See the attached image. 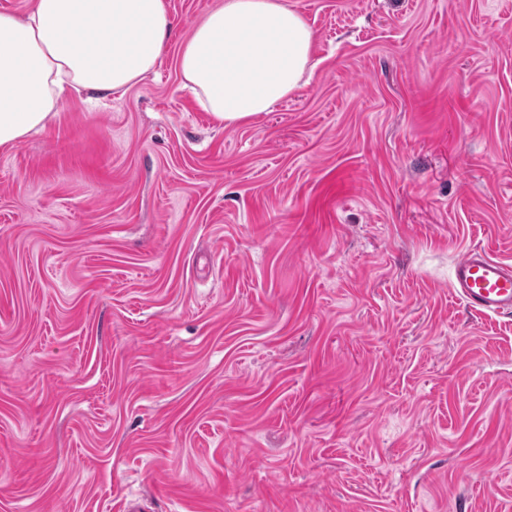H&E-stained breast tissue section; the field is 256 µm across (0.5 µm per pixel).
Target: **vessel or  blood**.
<instances>
[{
  "label": "vessel or blood",
  "instance_id": "1",
  "mask_svg": "<svg viewBox=\"0 0 512 512\" xmlns=\"http://www.w3.org/2000/svg\"><path fill=\"white\" fill-rule=\"evenodd\" d=\"M452 284L470 311L512 316V263L482 249L469 250L455 263Z\"/></svg>",
  "mask_w": 512,
  "mask_h": 512
}]
</instances>
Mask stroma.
I'll list each match as a JSON object with an SVG mask.
<instances>
[{"label":"stroma","instance_id":"stroma-1","mask_svg":"<svg viewBox=\"0 0 512 512\" xmlns=\"http://www.w3.org/2000/svg\"><path fill=\"white\" fill-rule=\"evenodd\" d=\"M155 73L0 150V512H512V0H288L304 84ZM452 284L470 311L482 316H512V263L483 249H471L455 263Z\"/></svg>","mask_w":512,"mask_h":512}]
</instances>
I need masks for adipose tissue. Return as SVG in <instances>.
<instances>
[{"instance_id":"adipose-tissue-1","label":"adipose tissue","mask_w":512,"mask_h":512,"mask_svg":"<svg viewBox=\"0 0 512 512\" xmlns=\"http://www.w3.org/2000/svg\"><path fill=\"white\" fill-rule=\"evenodd\" d=\"M170 36L166 0H34L0 11V149L56 118L70 91L125 95ZM313 30L287 0H223L191 25L183 85L218 124L273 111L297 90Z\"/></svg>"}]
</instances>
